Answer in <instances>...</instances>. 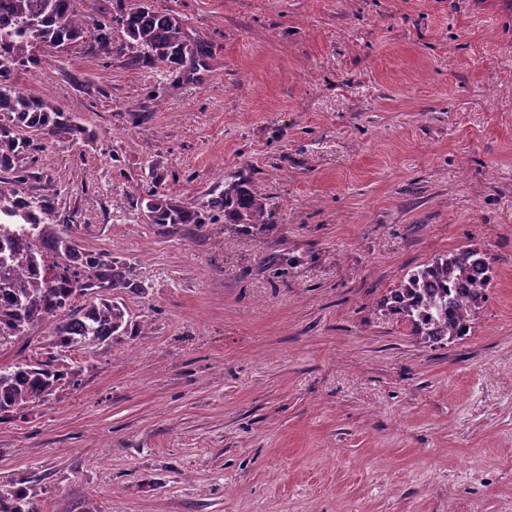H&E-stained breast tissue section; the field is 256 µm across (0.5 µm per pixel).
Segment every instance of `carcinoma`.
Listing matches in <instances>:
<instances>
[{"instance_id": "obj_1", "label": "carcinoma", "mask_w": 512, "mask_h": 512, "mask_svg": "<svg viewBox=\"0 0 512 512\" xmlns=\"http://www.w3.org/2000/svg\"><path fill=\"white\" fill-rule=\"evenodd\" d=\"M79 0H0V225L31 224L37 236L22 246H0V346L24 340L17 359L0 367V421L27 415L53 403L65 389L82 384L83 368L74 352H88L128 335L133 318L125 296L145 294L131 263L104 252L87 250L68 232L76 219L49 223L52 209L44 198L26 194L28 161L46 149V142L85 139L87 130L48 100L20 91L15 71L34 64L32 50L60 52L88 40L90 52L109 57L112 28L127 39L120 51L131 64L152 67L179 65L194 49L187 43L181 20L171 11L145 3L117 15L97 17L78 10ZM149 223L161 233L180 224L204 226L207 217L224 213L225 222L261 227L266 208L261 194L233 181L224 194L200 208L179 205L156 193L145 204ZM493 268L484 252L463 246L432 259L391 289L388 311L426 342H451L472 329L476 310L488 299ZM35 339L45 340L43 357L25 355ZM42 494L38 481L22 488L0 489V512H38Z\"/></svg>"}]
</instances>
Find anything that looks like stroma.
Listing matches in <instances>:
<instances>
[{"mask_svg": "<svg viewBox=\"0 0 512 512\" xmlns=\"http://www.w3.org/2000/svg\"><path fill=\"white\" fill-rule=\"evenodd\" d=\"M153 3L202 55L79 42L15 74L88 130L26 192L146 293L142 333L0 422V487L41 477L40 512H512V0ZM234 180L261 229L145 216ZM464 245L489 298L425 343L382 302Z\"/></svg>", "mask_w": 512, "mask_h": 512, "instance_id": "obj_1", "label": "stroma"}]
</instances>
